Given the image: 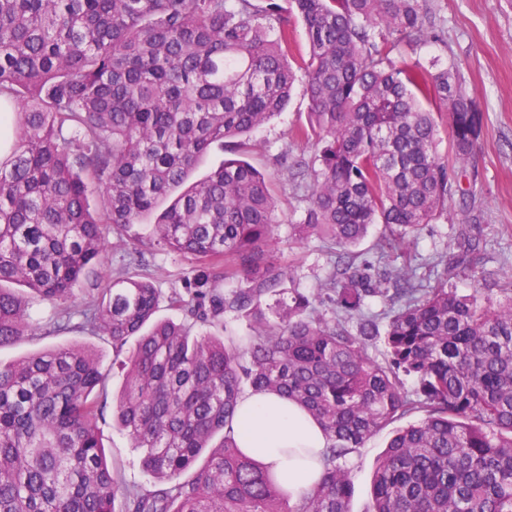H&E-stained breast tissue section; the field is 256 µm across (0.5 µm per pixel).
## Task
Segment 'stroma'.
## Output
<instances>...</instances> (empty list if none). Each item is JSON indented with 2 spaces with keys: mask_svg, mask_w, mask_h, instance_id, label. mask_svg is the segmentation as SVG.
I'll return each instance as SVG.
<instances>
[{
  "mask_svg": "<svg viewBox=\"0 0 512 512\" xmlns=\"http://www.w3.org/2000/svg\"><path fill=\"white\" fill-rule=\"evenodd\" d=\"M433 21L434 37H427L415 48L396 46L392 55L407 62L429 65L438 60L451 68L470 94L475 111L483 122L477 148L459 181L458 191L448 200L447 217L421 229L416 253L421 263L418 276L428 277L429 265L439 259L455 264L465 239L479 244L480 266L497 273L491 300H498L503 289H512V0H427ZM307 43L301 25L291 33L288 60L296 81L287 108L246 139V157L273 183L279 223L273 233L278 241L276 255L284 276L276 291L255 301L251 316L225 311L212 326V335L225 342L246 346L252 334L254 316L271 317L277 299L292 289L310 292L331 271L328 240L310 237L296 240L292 226L302 215V192L289 180L282 158H312L313 143L294 137L298 126L307 122L308 98L302 60ZM199 270L196 261L160 249L147 254L143 274L160 292L155 320L182 321L181 312L169 306V299L184 293L185 286ZM80 343L97 355L105 383L99 397L107 406H115L126 381L122 367L126 352L116 351L111 339L69 329L53 336H28L21 342L0 349V362L10 363L27 354L59 346ZM97 430L109 467L123 484L153 489L156 481L142 466L143 449L133 447L127 434L119 429L112 415L97 421ZM394 433L385 428L365 439L347 458L353 483L351 512H369L372 506L371 477Z\"/></svg>",
  "mask_w": 512,
  "mask_h": 512,
  "instance_id": "35a3bbf8",
  "label": "stroma"
}]
</instances>
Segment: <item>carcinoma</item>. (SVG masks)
<instances>
[{
  "mask_svg": "<svg viewBox=\"0 0 512 512\" xmlns=\"http://www.w3.org/2000/svg\"><path fill=\"white\" fill-rule=\"evenodd\" d=\"M0 0V348L33 331L18 283L55 308L40 329L70 328L76 291L97 289L109 235L128 236L125 266L160 247L193 257L199 274L172 308L203 325L247 312L274 291L279 222L268 177L235 157L181 193L152 235L129 230L180 187L215 143L246 135L284 110L294 83L288 32L306 31L307 125L316 153L288 176L305 191L294 236L325 237L333 270L294 291L250 343L190 336L173 321L145 332L159 303L147 278L117 277L79 310L81 330L122 348L136 338L114 417L152 490L121 486L96 420L105 378L95 353L67 345L0 363V512H349L347 456L414 413L373 475L371 512H512V291L497 302L424 285L415 233L447 212L476 148L482 116L448 68L390 57L431 25L423 0ZM446 108L451 158L437 151L433 109ZM100 209L90 206L95 193ZM386 235L372 279L351 247L370 226ZM478 246L458 263L476 265ZM402 259L399 266L393 265ZM252 287L224 296L238 274ZM333 295L337 316L319 310ZM383 300L382 313L366 300ZM388 358L369 356L380 335ZM417 382L404 391L400 375ZM277 394L321 427V475L295 502L238 443L239 405ZM190 472L189 480L182 476Z\"/></svg>",
  "mask_w": 512,
  "mask_h": 512,
  "instance_id": "obj_1",
  "label": "carcinoma"
}]
</instances>
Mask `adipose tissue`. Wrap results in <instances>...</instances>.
Returning a JSON list of instances; mask_svg holds the SVG:
<instances>
[{"label":"adipose tissue","instance_id":"1","mask_svg":"<svg viewBox=\"0 0 512 512\" xmlns=\"http://www.w3.org/2000/svg\"><path fill=\"white\" fill-rule=\"evenodd\" d=\"M238 441L244 452L268 466L274 475L287 478L292 498H299L316 483L320 467L312 454L326 446L319 426L295 404L273 394L242 399ZM294 456H287V449Z\"/></svg>","mask_w":512,"mask_h":512}]
</instances>
